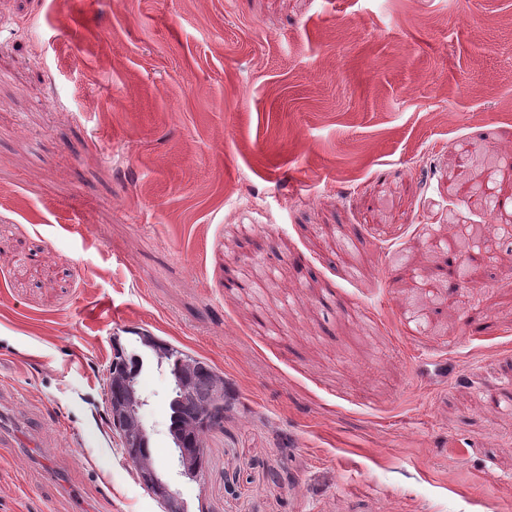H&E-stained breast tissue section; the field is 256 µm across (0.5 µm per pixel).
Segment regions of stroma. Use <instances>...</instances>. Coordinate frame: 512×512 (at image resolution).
Wrapping results in <instances>:
<instances>
[{"label":"stroma","mask_w":512,"mask_h":512,"mask_svg":"<svg viewBox=\"0 0 512 512\" xmlns=\"http://www.w3.org/2000/svg\"><path fill=\"white\" fill-rule=\"evenodd\" d=\"M512 174V0H0V512H164L107 410L224 379L189 512H512V275L414 256ZM142 366L143 361L140 354L126 352L120 344L116 347L108 377L110 399L124 397L128 393V385L131 379L136 380L141 372Z\"/></svg>","instance_id":"stroma-1"}]
</instances>
